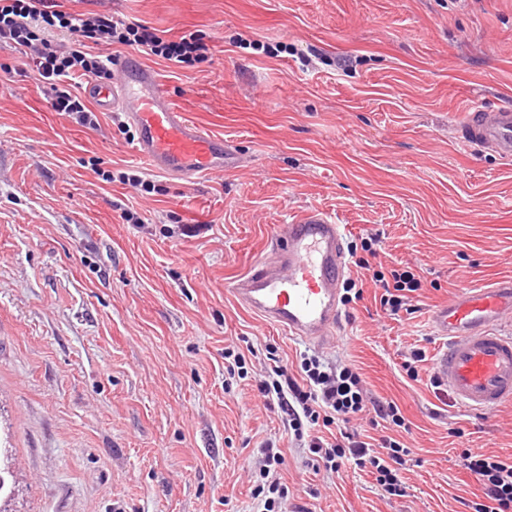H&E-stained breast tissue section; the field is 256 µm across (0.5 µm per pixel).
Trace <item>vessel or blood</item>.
Returning a JSON list of instances; mask_svg holds the SVG:
<instances>
[{
    "mask_svg": "<svg viewBox=\"0 0 512 512\" xmlns=\"http://www.w3.org/2000/svg\"><path fill=\"white\" fill-rule=\"evenodd\" d=\"M84 93L98 111L125 113L136 130L135 155L181 184L241 163L233 142L191 122L139 56L123 59L111 84L91 81ZM461 135L511 159L512 109H475ZM279 237L282 248L234 280L232 292L249 311L289 336L327 342L341 323L340 291L348 269L345 229L331 214L309 208L283 225ZM510 320L511 277L464 289L432 311L430 328L444 339L432 377L463 409L481 412L512 403V336L502 330Z\"/></svg>",
    "mask_w": 512,
    "mask_h": 512,
    "instance_id": "obj_1",
    "label": "vessel or blood"
}]
</instances>
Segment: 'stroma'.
I'll return each mask as SVG.
<instances>
[{"instance_id":"35a3bbf8","label":"stroma","mask_w":512,"mask_h":512,"mask_svg":"<svg viewBox=\"0 0 512 512\" xmlns=\"http://www.w3.org/2000/svg\"><path fill=\"white\" fill-rule=\"evenodd\" d=\"M166 31L199 30L208 61L151 57L189 119L233 141L239 168L151 191L105 182L133 164L123 113L97 128L52 111L23 48L0 44V464L7 512H253L254 463L277 441L286 512H468L465 449L512 455V404L461 409L429 369L431 309L512 277V159L462 145L474 105L512 106V0H60ZM280 45L270 58L250 41ZM307 59H300L301 50ZM316 207L372 265L412 266L414 310L364 285L336 340L288 336L241 306L237 277ZM140 223L126 224L121 209ZM243 353L230 377L225 349ZM350 364L409 422L405 493L353 466L316 470L255 384L301 355Z\"/></svg>"}]
</instances>
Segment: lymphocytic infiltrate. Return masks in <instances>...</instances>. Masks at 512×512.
I'll return each mask as SVG.
<instances>
[{
    "mask_svg": "<svg viewBox=\"0 0 512 512\" xmlns=\"http://www.w3.org/2000/svg\"><path fill=\"white\" fill-rule=\"evenodd\" d=\"M58 32L71 37L70 46L64 48L57 43L54 35ZM0 42L29 48L30 69L52 91L51 109L73 115L80 124L91 127L96 126L98 118L76 87L86 78L112 80L108 46L137 49L178 70L206 61L208 52L203 35L189 33L173 41L157 30L109 14L60 9L58 0H0ZM356 265L382 288L380 303L391 314L405 309L412 293L422 288L420 278L412 271L374 269L362 258ZM257 391L266 404H278L295 438L306 440L312 467L335 472L350 462L370 470L387 494L401 495L400 468L410 456V448L390 436L383 437L376 446L363 441L357 430L344 429L337 436L329 433L331 426H345L366 410V391L355 368L331 367L319 358L306 357L296 377L289 375L286 367L271 366L258 381ZM262 455L252 497L261 512H278L288 497V489L278 477L284 457L270 441L265 443ZM462 458L465 469L483 486L484 497L469 502L470 512H512V457L467 450Z\"/></svg>",
    "mask_w": 512,
    "mask_h": 512,
    "instance_id": "obj_1",
    "label": "lymphocytic infiltrate"
}]
</instances>
